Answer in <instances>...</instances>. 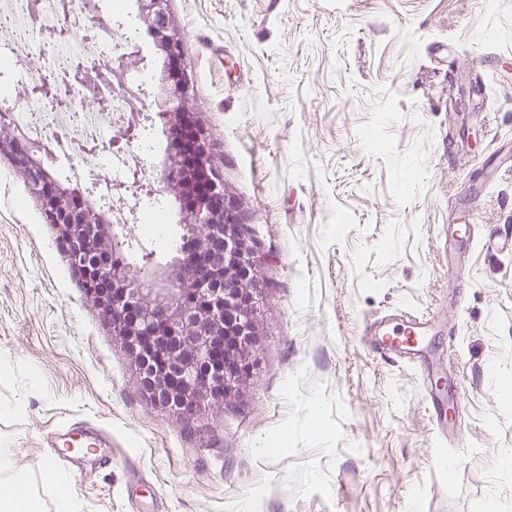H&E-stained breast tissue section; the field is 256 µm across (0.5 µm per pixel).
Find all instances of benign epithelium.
<instances>
[{"label":"benign epithelium","instance_id":"obj_1","mask_svg":"<svg viewBox=\"0 0 512 512\" xmlns=\"http://www.w3.org/2000/svg\"><path fill=\"white\" fill-rule=\"evenodd\" d=\"M145 2L142 21L158 33L157 47L175 68L163 112L175 163L164 174V190L180 202L181 223L207 227L192 243L193 257L180 259L160 281L152 276L132 283L123 265L107 262L99 251L101 239L114 231L98 222L90 198L62 187L38 154L21 148L15 138H0V155L11 159L40 199L87 300L127 351L144 396L189 425L216 402L240 401L253 376L260 343L255 316L264 291L253 272L262 260L248 229L250 216L226 192L214 143L199 112L189 105L193 86L183 36L170 23L167 0ZM101 76L103 65L93 56H79L63 70L64 83L80 84L104 110L109 100L97 90ZM30 94L67 105L59 84L34 86ZM140 125L136 118L122 120L112 146L135 139ZM135 187L140 184L133 171L129 181L111 188L112 203L125 204V195ZM217 247L223 261L207 262Z\"/></svg>","mask_w":512,"mask_h":512}]
</instances>
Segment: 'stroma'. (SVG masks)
<instances>
[{"instance_id": "obj_1", "label": "stroma", "mask_w": 512, "mask_h": 512, "mask_svg": "<svg viewBox=\"0 0 512 512\" xmlns=\"http://www.w3.org/2000/svg\"><path fill=\"white\" fill-rule=\"evenodd\" d=\"M192 104L264 257L258 366L239 406L185 426L146 400L38 198L0 158V446L55 512L53 437H106L60 470L78 512H512V0H169ZM133 72L150 147L130 206L163 192L170 67ZM469 224L465 277L448 238ZM432 313L465 401L438 442L410 369L366 319Z\"/></svg>"}]
</instances>
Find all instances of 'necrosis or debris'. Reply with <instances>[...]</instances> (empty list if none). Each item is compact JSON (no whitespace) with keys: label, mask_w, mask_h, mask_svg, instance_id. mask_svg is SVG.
Here are the masks:
<instances>
[{"label":"necrosis or debris","mask_w":512,"mask_h":512,"mask_svg":"<svg viewBox=\"0 0 512 512\" xmlns=\"http://www.w3.org/2000/svg\"><path fill=\"white\" fill-rule=\"evenodd\" d=\"M54 0H0V22L12 32L9 42L0 45V86L8 87L12 79L34 85L58 74L61 64L74 53L97 56L103 65L113 63L115 47L120 36H134L133 27L117 31L114 27L94 22L90 12L70 16L68 35L61 42L60 52L44 62H34L33 52L43 32L36 25L38 17L55 13ZM25 60V68H18V60ZM124 89L103 86L104 96L110 100L109 110L90 111L81 103L79 85H66L69 102L66 108L33 99L14 108L7 123H0V136L15 135L32 143L45 144L52 158L67 161L72 174L79 180L106 177L120 180L133 158L132 152L108 150L112 140V114L131 112L139 104L137 98L125 94ZM102 144L104 150L98 163L91 168L82 166L79 157L87 141Z\"/></svg>","instance_id":"4bbe7bcc"}]
</instances>
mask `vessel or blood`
Listing matches in <instances>:
<instances>
[{"label":"vessel or blood","mask_w":512,"mask_h":512,"mask_svg":"<svg viewBox=\"0 0 512 512\" xmlns=\"http://www.w3.org/2000/svg\"><path fill=\"white\" fill-rule=\"evenodd\" d=\"M365 328L377 350L421 371L422 399L437 437L462 447L463 399L443 373L425 368L435 353L433 315L404 307L368 318Z\"/></svg>","instance_id":"vessel-or-blood-1"}]
</instances>
